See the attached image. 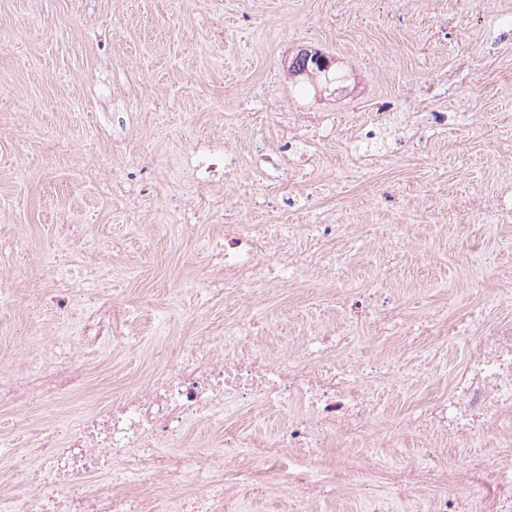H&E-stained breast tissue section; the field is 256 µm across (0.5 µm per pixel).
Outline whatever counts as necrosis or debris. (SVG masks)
I'll return each mask as SVG.
<instances>
[{
    "label": "necrosis or debris",
    "mask_w": 512,
    "mask_h": 512,
    "mask_svg": "<svg viewBox=\"0 0 512 512\" xmlns=\"http://www.w3.org/2000/svg\"><path fill=\"white\" fill-rule=\"evenodd\" d=\"M251 139L253 161L267 171H287L298 152L296 136L275 146L262 125L252 127ZM176 165L199 205L223 189L236 169L220 135L187 138ZM348 230L329 220L294 228L225 225L210 255L212 275L194 282L190 293L204 306L220 296L247 299L288 287L290 272L305 263L297 240L325 242ZM482 267L468 288L484 306L499 305L501 284L512 280V256L486 252ZM84 299L78 288L56 300L84 321V349H75L66 332H58L50 367L0 378L1 411L62 407L83 388L82 363L102 334L128 349L140 348V338L129 331L132 307L115 301L88 313ZM252 328L245 319L226 332L221 355L203 337L166 342L157 371L84 411L64 434L31 423L25 445L33 458L19 456L11 441L1 439L0 459L13 461L20 487L8 512H237L228 489L265 483L283 495L298 490L299 512L379 484L409 500L410 512H482L486 506L512 512V459L476 458L459 472L447 466L402 467L383 454L417 432L452 436L462 448L488 433L512 444V320L484 322L478 335L465 337L466 361L447 394L429 398L390 421L385 433L367 437V451L353 466L326 472L316 460L321 449L361 429L386 403L378 388L383 361L342 330L307 337L297 349L272 357L245 349ZM258 404L284 405L288 411L264 428L242 422L243 412ZM214 423L232 429L228 459L177 450L189 427Z\"/></svg>",
    "instance_id": "necrosis-or-debris-1"
}]
</instances>
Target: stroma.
<instances>
[{
	"instance_id": "stroma-1",
	"label": "stroma",
	"mask_w": 512,
	"mask_h": 512,
	"mask_svg": "<svg viewBox=\"0 0 512 512\" xmlns=\"http://www.w3.org/2000/svg\"><path fill=\"white\" fill-rule=\"evenodd\" d=\"M303 48L331 60L342 89L327 76L289 75L290 58ZM418 94L427 95L429 111L447 113V124L411 128L405 114ZM243 98L254 120L272 129L286 112H325L343 137L353 114L380 102L400 118L344 153L305 137L307 152L287 173L296 191L288 208L278 177L252 161L238 109ZM151 100L171 113L169 128L142 125ZM231 128L238 178L210 201L195 247L185 248L181 211L170 204L181 191L171 161L183 136ZM118 130L128 149L107 162L125 196L110 201L86 176L85 159ZM47 136L78 150L47 153ZM510 139L512 0H0V273L10 288L0 297V350L7 353L0 376L31 366L25 336L33 299L41 301L46 335L65 329L82 345L78 320L54 298L87 276L98 242L112 249L107 292L135 300V326L147 342L131 354L103 340L84 364L87 384L70 412H42L61 432L152 366L163 338L197 333L217 341L247 314L263 323L248 340L261 351L336 329L340 283L395 297L409 319L477 328L481 314L465 283L478 274L483 248L512 255V219L488 209L452 224L448 211L462 197H496L512 181V156L497 150ZM385 209L433 225L425 247L391 249V228L375 218ZM227 213L255 227L318 224L332 215L358 230L315 252L305 302L288 291L262 295L249 309L220 298L200 310L185 287L208 273L210 236ZM440 343L429 334L397 353L383 349L410 375L389 379L382 419L447 391L466 356L462 347L444 345L441 363L417 374Z\"/></svg>"
}]
</instances>
